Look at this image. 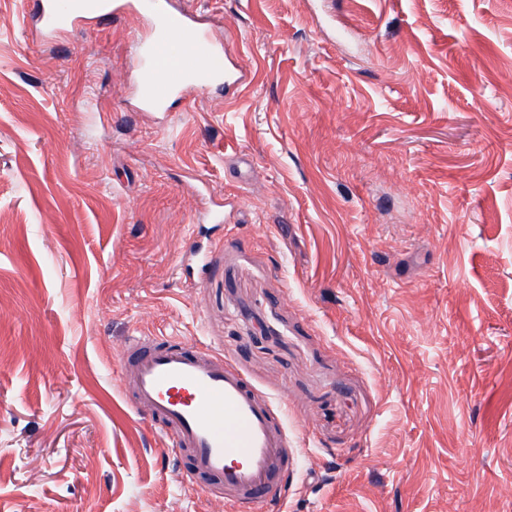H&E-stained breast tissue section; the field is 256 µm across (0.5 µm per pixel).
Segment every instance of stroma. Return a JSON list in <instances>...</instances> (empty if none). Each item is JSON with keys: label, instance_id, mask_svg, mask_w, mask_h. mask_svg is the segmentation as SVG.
Here are the masks:
<instances>
[{"label": "stroma", "instance_id": "35a3bbf8", "mask_svg": "<svg viewBox=\"0 0 512 512\" xmlns=\"http://www.w3.org/2000/svg\"><path fill=\"white\" fill-rule=\"evenodd\" d=\"M172 2L250 87L142 111L146 19L0 0V512H225L123 393L141 335L282 411L252 512H512V0Z\"/></svg>", "mask_w": 512, "mask_h": 512}]
</instances>
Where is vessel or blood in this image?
Returning <instances> with one entry per match:
<instances>
[{"label": "vessel or blood", "instance_id": "1", "mask_svg": "<svg viewBox=\"0 0 512 512\" xmlns=\"http://www.w3.org/2000/svg\"><path fill=\"white\" fill-rule=\"evenodd\" d=\"M41 29L57 34L104 11L144 13L154 21L140 43L135 88L141 105L164 112L172 100L215 83L241 86L246 69L226 65L228 49L196 34L199 22L171 0H32ZM134 410L173 438L189 463L182 482L207 483L228 512L279 496L291 469L288 441L268 399L223 356L158 336H134L121 354Z\"/></svg>", "mask_w": 512, "mask_h": 512}]
</instances>
